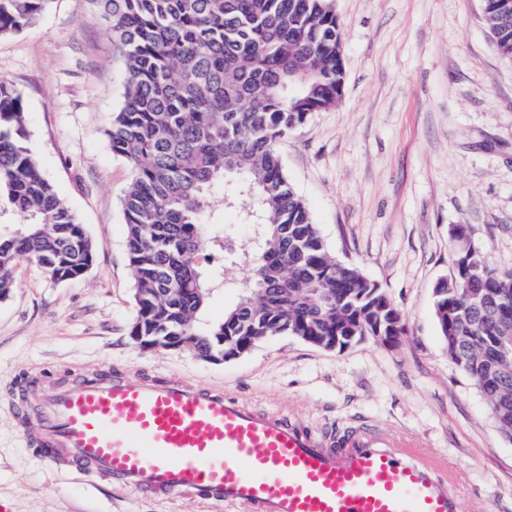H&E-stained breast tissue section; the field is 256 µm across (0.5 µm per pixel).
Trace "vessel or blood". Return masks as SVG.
Masks as SVG:
<instances>
[{"instance_id":"vessel-or-blood-1","label":"vessel or blood","mask_w":512,"mask_h":512,"mask_svg":"<svg viewBox=\"0 0 512 512\" xmlns=\"http://www.w3.org/2000/svg\"><path fill=\"white\" fill-rule=\"evenodd\" d=\"M25 447L140 496L239 512H463L459 493L397 439L371 428L314 434L185 380L76 374L18 412Z\"/></svg>"}]
</instances>
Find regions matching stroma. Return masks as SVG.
I'll use <instances>...</instances> for the list:
<instances>
[{"mask_svg": "<svg viewBox=\"0 0 512 512\" xmlns=\"http://www.w3.org/2000/svg\"><path fill=\"white\" fill-rule=\"evenodd\" d=\"M345 79L331 108L280 141L295 192L338 260L377 282L407 334L327 351L281 335L211 363L187 350L141 349L122 198L128 162L104 128L124 102L125 60L93 0H50L38 21L0 37V81L21 94L27 144L96 245L81 279L56 282L28 262L0 300V503L9 512H235L221 503L160 504L75 472L49 471L24 448L25 401L74 371L182 378L313 430L366 424L419 439L448 462L464 512H512V439L449 359L434 288L454 271L450 230L463 224L488 263L512 271V61L483 0H335ZM201 269L213 285L195 326L221 323L249 277L255 238L239 210L208 227Z\"/></svg>", "mask_w": 512, "mask_h": 512, "instance_id": "stroma-1", "label": "stroma"}]
</instances>
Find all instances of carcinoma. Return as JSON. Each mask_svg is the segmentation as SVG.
Returning a JSON list of instances; mask_svg holds the SVG:
<instances>
[{
  "label": "carcinoma",
  "instance_id": "carcinoma-1",
  "mask_svg": "<svg viewBox=\"0 0 512 512\" xmlns=\"http://www.w3.org/2000/svg\"><path fill=\"white\" fill-rule=\"evenodd\" d=\"M48 0H0V36L34 23ZM126 61V96L105 130L130 164L122 201L136 319L132 336H169L198 356L226 355L251 342L294 336L342 350L366 336L398 341L401 311L360 269L336 259L288 181L278 143L336 103L344 83L333 0H97ZM484 16L502 55L512 59V0H484ZM21 94L0 83V208L22 220L0 233V299L20 261L56 282L81 278L96 245L58 196L27 145ZM224 206L247 198L258 243L246 254L249 288L206 333L194 327L208 288L200 261L205 228ZM475 306L452 283L434 312L448 355L489 401L512 434V364L501 336L512 313V273L493 267L476 283Z\"/></svg>",
  "mask_w": 512,
  "mask_h": 512
}]
</instances>
